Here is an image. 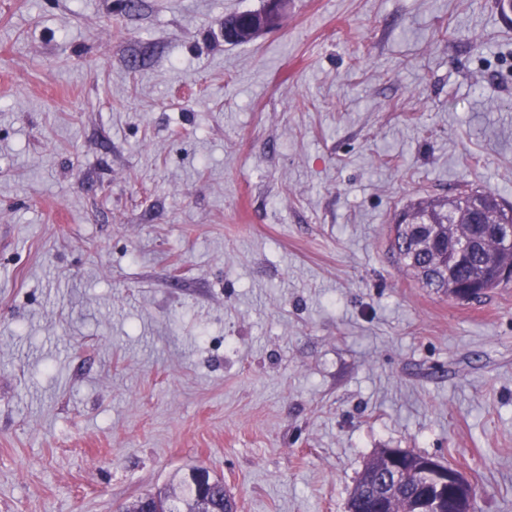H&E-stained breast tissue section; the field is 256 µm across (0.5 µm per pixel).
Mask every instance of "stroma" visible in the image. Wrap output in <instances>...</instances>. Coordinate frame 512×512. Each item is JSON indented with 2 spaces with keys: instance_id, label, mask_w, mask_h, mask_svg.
<instances>
[{
  "instance_id": "stroma-1",
  "label": "stroma",
  "mask_w": 512,
  "mask_h": 512,
  "mask_svg": "<svg viewBox=\"0 0 512 512\" xmlns=\"http://www.w3.org/2000/svg\"><path fill=\"white\" fill-rule=\"evenodd\" d=\"M0 0V512H118L196 467L347 512L383 448L512 512V284L397 265L402 211L512 203L496 0ZM287 2L288 0H266L262 10L247 16L249 25L244 30L224 25V39L235 41L245 37L256 40L279 24Z\"/></svg>"
}]
</instances>
